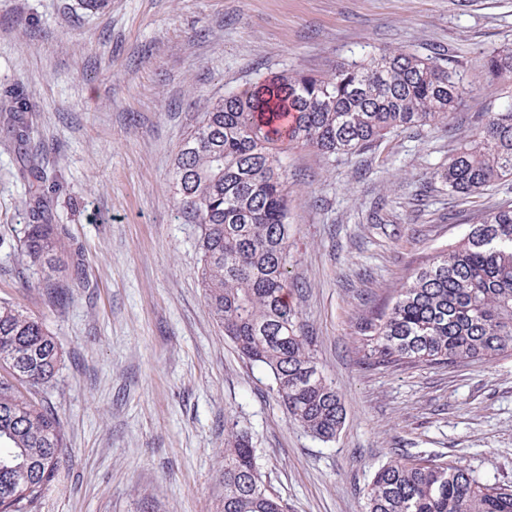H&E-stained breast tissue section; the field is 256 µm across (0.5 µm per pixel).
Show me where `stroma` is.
Wrapping results in <instances>:
<instances>
[{
    "label": "stroma",
    "instance_id": "stroma-1",
    "mask_svg": "<svg viewBox=\"0 0 512 512\" xmlns=\"http://www.w3.org/2000/svg\"><path fill=\"white\" fill-rule=\"evenodd\" d=\"M512 45V0H0V93L34 100L27 142L0 130V301L44 321L62 351L39 396L65 434L38 512H218L224 438H253L288 512H363L393 452L512 485V356L363 364L357 325L512 181L449 192L437 176L512 89L482 75ZM438 49L465 79L447 124L336 161L288 153L292 302L347 411L331 442L293 425L267 373L210 314L198 227L172 170L207 100L284 70L331 73L374 51ZM56 185L68 300L23 263L25 177Z\"/></svg>",
    "mask_w": 512,
    "mask_h": 512
}]
</instances>
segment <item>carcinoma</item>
<instances>
[{
  "label": "carcinoma",
  "instance_id": "carcinoma-1",
  "mask_svg": "<svg viewBox=\"0 0 512 512\" xmlns=\"http://www.w3.org/2000/svg\"><path fill=\"white\" fill-rule=\"evenodd\" d=\"M485 74L512 75V48L491 51ZM462 89L441 53L380 49L331 75L289 71L217 96L183 141L172 173L178 208L199 225L198 276L207 307L243 357L262 367L289 419L323 442L345 421L341 397L318 367L289 296L288 150L352 157L392 133L448 123ZM24 99H0V125L29 135ZM291 114L285 127L281 113ZM448 190L481 193L512 178V94L478 139L441 173ZM51 195L27 208L21 246L32 268L61 272V228ZM371 366L441 365L512 355V204L469 225L430 257L391 300L358 323ZM61 349L47 326L0 302V512H34L57 476L64 433L35 400L50 387ZM220 512H288L263 480L252 437L225 438ZM365 512H512V485L481 481L461 464L395 453L374 473Z\"/></svg>",
  "mask_w": 512,
  "mask_h": 512
}]
</instances>
